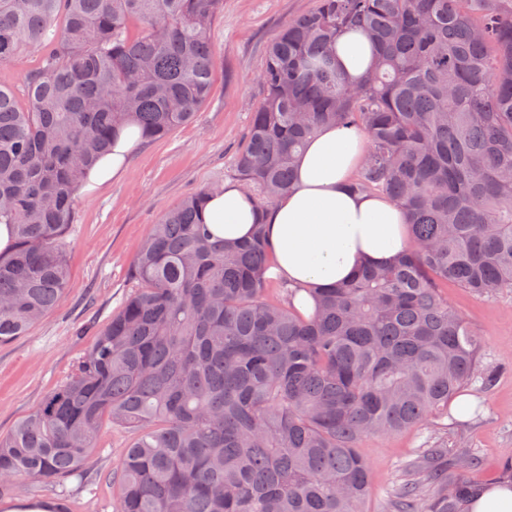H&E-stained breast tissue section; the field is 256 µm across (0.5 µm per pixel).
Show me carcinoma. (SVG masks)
<instances>
[{"label": "carcinoma", "instance_id": "1", "mask_svg": "<svg viewBox=\"0 0 512 512\" xmlns=\"http://www.w3.org/2000/svg\"><path fill=\"white\" fill-rule=\"evenodd\" d=\"M224 0H0V64L38 52L20 103L0 83V345L64 301L65 237L86 170L134 124L165 138L214 81ZM375 53L351 85L339 36ZM265 95L235 167L259 210L295 179L319 127L364 133L355 192L405 212L411 245L320 288L314 313L273 288L265 225L212 238L199 189L158 218L130 267L135 290L69 378L0 435V498L24 481L83 479L103 423L127 430L116 512H363L361 453L448 416L482 341L449 304L453 282L512 288V0H318L265 50ZM443 448L391 512H465L482 485L451 477Z\"/></svg>", "mask_w": 512, "mask_h": 512}]
</instances>
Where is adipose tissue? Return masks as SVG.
I'll return each instance as SVG.
<instances>
[{"label":"adipose tissue","mask_w":512,"mask_h":512,"mask_svg":"<svg viewBox=\"0 0 512 512\" xmlns=\"http://www.w3.org/2000/svg\"><path fill=\"white\" fill-rule=\"evenodd\" d=\"M373 61L363 33L349 32L339 38L336 66L349 81H357ZM139 142V128L126 126L111 153L89 171L82 193L122 177ZM365 150L362 134L322 127L295 159L293 186L264 212H257L241 185L227 183L209 193L203 221L214 236L229 241L247 238L255 223L265 224L274 256L269 276L294 287V305L311 314L314 300L309 288L348 280L364 264H390L410 244L400 207L350 189Z\"/></svg>","instance_id":"adipose-tissue-1"}]
</instances>
